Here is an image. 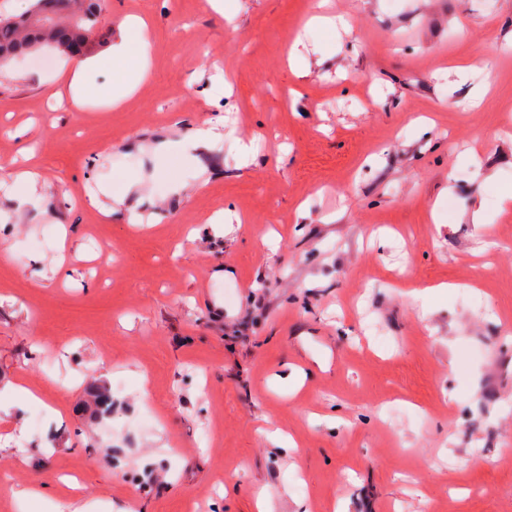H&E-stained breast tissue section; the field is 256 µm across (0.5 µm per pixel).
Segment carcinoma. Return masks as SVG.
<instances>
[{
  "instance_id": "carcinoma-1",
  "label": "carcinoma",
  "mask_w": 512,
  "mask_h": 512,
  "mask_svg": "<svg viewBox=\"0 0 512 512\" xmlns=\"http://www.w3.org/2000/svg\"><path fill=\"white\" fill-rule=\"evenodd\" d=\"M100 0H34L26 15L41 16L27 24L15 17H0V69L45 45L66 52L59 38L60 29L67 38L88 43L92 54L105 45L106 34L100 25Z\"/></svg>"
}]
</instances>
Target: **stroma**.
Listing matches in <instances>:
<instances>
[{
    "label": "stroma",
    "mask_w": 512,
    "mask_h": 512,
    "mask_svg": "<svg viewBox=\"0 0 512 512\" xmlns=\"http://www.w3.org/2000/svg\"><path fill=\"white\" fill-rule=\"evenodd\" d=\"M235 5L101 0L151 33L116 108L106 68L52 98L53 50L0 69V239L38 258L0 254V512H512V0ZM217 113L214 148L155 152ZM38 184V175L31 170H22L15 174L13 188L9 191V196L24 201L30 193L36 190Z\"/></svg>",
    "instance_id": "1"
}]
</instances>
